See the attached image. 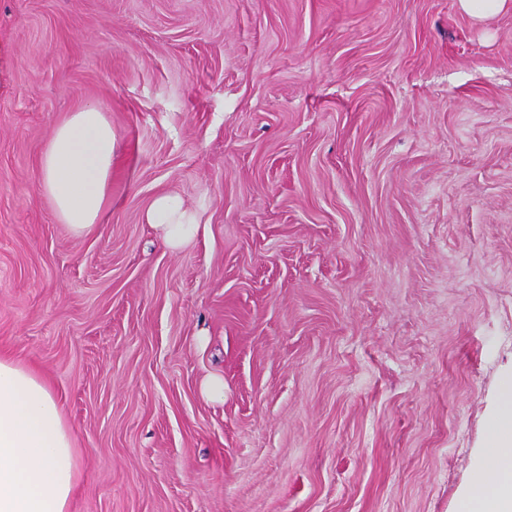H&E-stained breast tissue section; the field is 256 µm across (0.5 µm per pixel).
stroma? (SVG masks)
I'll return each mask as SVG.
<instances>
[{"mask_svg":"<svg viewBox=\"0 0 512 512\" xmlns=\"http://www.w3.org/2000/svg\"><path fill=\"white\" fill-rule=\"evenodd\" d=\"M88 105L77 236L36 175ZM0 352L75 432L70 512H455L512 380V0H0ZM505 0H461L462 8L476 19L489 17L498 12ZM112 124L94 107L56 126L39 166V188L61 224L82 235L99 224L110 203ZM146 219L158 231L163 243L172 250L189 244L200 227L184 209L181 200L169 194L155 198Z\"/></svg>","mask_w":512,"mask_h":512,"instance_id":"obj_1","label":"stroma"}]
</instances>
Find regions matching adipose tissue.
Returning a JSON list of instances; mask_svg holds the SVG:
<instances>
[{"label":"adipose tissue","mask_w":512,"mask_h":512,"mask_svg":"<svg viewBox=\"0 0 512 512\" xmlns=\"http://www.w3.org/2000/svg\"><path fill=\"white\" fill-rule=\"evenodd\" d=\"M112 125L94 107L56 126L39 166V188L60 223L81 235L99 224L110 203ZM163 243L177 250L199 226L178 197L155 198L146 214ZM480 465L491 479L464 492L462 512H512V384L499 394ZM76 437L45 380L0 354V512H70L79 480Z\"/></svg>","instance_id":"adipose-tissue-1"}]
</instances>
